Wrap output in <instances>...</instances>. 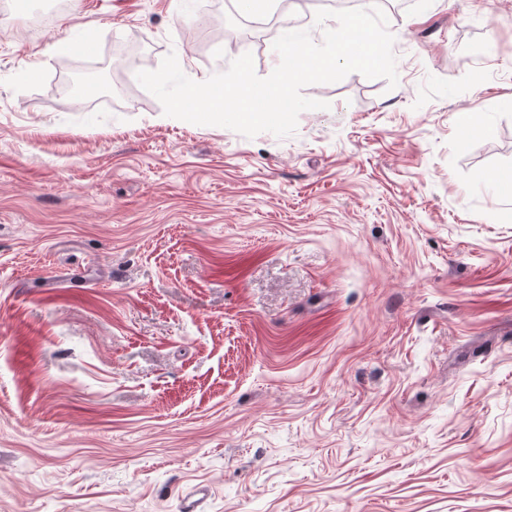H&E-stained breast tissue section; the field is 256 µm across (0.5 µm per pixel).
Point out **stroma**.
<instances>
[{
    "label": "stroma",
    "mask_w": 512,
    "mask_h": 512,
    "mask_svg": "<svg viewBox=\"0 0 512 512\" xmlns=\"http://www.w3.org/2000/svg\"><path fill=\"white\" fill-rule=\"evenodd\" d=\"M56 2L0 22V512H512V0H385L397 86L282 139L166 116L126 46L265 77L353 0Z\"/></svg>",
    "instance_id": "35a3bbf8"
}]
</instances>
